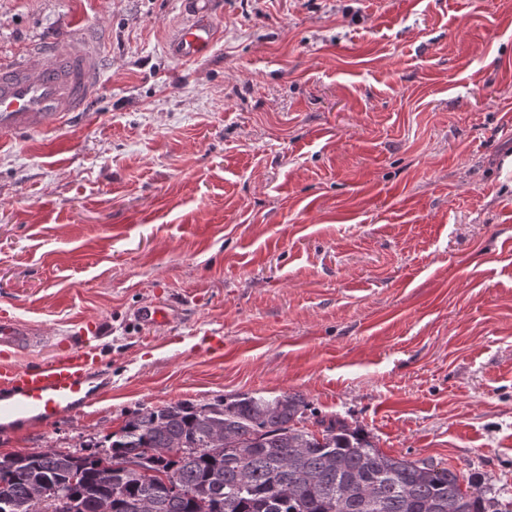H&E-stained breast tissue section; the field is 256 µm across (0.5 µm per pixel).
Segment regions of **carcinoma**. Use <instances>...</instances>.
I'll return each instance as SVG.
<instances>
[{"label":"carcinoma","instance_id":"carcinoma-1","mask_svg":"<svg viewBox=\"0 0 512 512\" xmlns=\"http://www.w3.org/2000/svg\"><path fill=\"white\" fill-rule=\"evenodd\" d=\"M132 459L153 476L124 467ZM0 512H512V501L489 477L464 487L450 468L389 456L298 394L246 392L139 410L85 452L0 456Z\"/></svg>","mask_w":512,"mask_h":512}]
</instances>
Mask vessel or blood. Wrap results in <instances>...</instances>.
<instances>
[{"instance_id": "b4317fda", "label": "vessel or blood", "mask_w": 512, "mask_h": 512, "mask_svg": "<svg viewBox=\"0 0 512 512\" xmlns=\"http://www.w3.org/2000/svg\"><path fill=\"white\" fill-rule=\"evenodd\" d=\"M195 15L178 32L172 51L182 60L206 55L216 41L215 0H194ZM101 40L83 32L48 45L30 46L0 65V142L58 129L86 115L103 80ZM22 324L0 320V346L27 344ZM99 355L88 335L59 341L53 355L34 365H0V432L43 426L78 413L101 398Z\"/></svg>"}]
</instances>
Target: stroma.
<instances>
[{
    "label": "stroma",
    "mask_w": 512,
    "mask_h": 512,
    "mask_svg": "<svg viewBox=\"0 0 512 512\" xmlns=\"http://www.w3.org/2000/svg\"><path fill=\"white\" fill-rule=\"evenodd\" d=\"M192 9L0 0V62L104 42L90 118L0 146V318L22 365L99 322L110 384L0 454L297 393L512 500V0H222L184 61ZM194 18L184 25L172 43V51L182 60H195L206 55L216 41L213 22L215 0H194ZM29 331L23 327L22 324L12 319L0 320V346H5L8 349L3 350V353H16L18 349L30 341Z\"/></svg>",
    "instance_id": "1"
}]
</instances>
